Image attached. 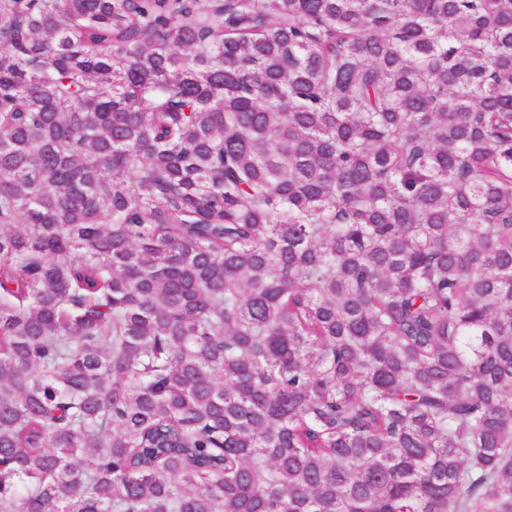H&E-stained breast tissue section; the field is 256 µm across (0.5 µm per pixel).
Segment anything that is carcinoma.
I'll list each match as a JSON object with an SVG mask.
<instances>
[{
	"label": "carcinoma",
	"instance_id": "cac0c4a2",
	"mask_svg": "<svg viewBox=\"0 0 512 512\" xmlns=\"http://www.w3.org/2000/svg\"><path fill=\"white\" fill-rule=\"evenodd\" d=\"M0 512H512V0H0Z\"/></svg>",
	"mask_w": 512,
	"mask_h": 512
}]
</instances>
